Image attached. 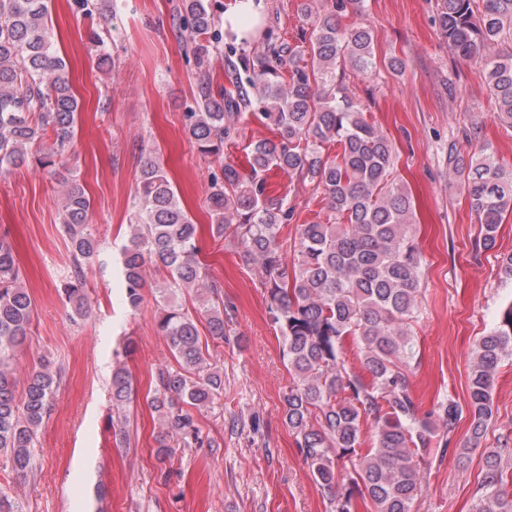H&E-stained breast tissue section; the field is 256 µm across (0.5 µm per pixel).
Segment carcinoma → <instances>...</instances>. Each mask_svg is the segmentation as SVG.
<instances>
[{
    "instance_id": "obj_1",
    "label": "carcinoma",
    "mask_w": 512,
    "mask_h": 512,
    "mask_svg": "<svg viewBox=\"0 0 512 512\" xmlns=\"http://www.w3.org/2000/svg\"><path fill=\"white\" fill-rule=\"evenodd\" d=\"M344 0L308 13V45L292 46L274 32L267 51L245 67L249 75L230 78L231 90L198 86L196 109L183 114L186 135L205 158L224 153L232 120L253 101L263 104L257 118L275 127L279 140H260L247 152L249 173L224 163L210 173L207 205L211 234L238 249L247 265L261 269V287L271 321L282 340V357L293 382L282 399L283 417L314 481L330 500L332 512H414L422 495L421 475L430 469L436 448L449 447V431L463 411L471 418V442L486 434L493 416L492 391L500 363L512 357V304L472 352L467 408L452 398L422 413L409 377L421 290L422 256L412 235V202L395 176L394 144L368 121L336 75L348 66L366 76L377 69L370 28L340 25ZM180 20L189 24L185 54L201 72L221 41L204 0H182ZM437 23L457 57L484 61L485 79L498 112L512 130V53L498 49L512 39V0H437ZM78 102L65 62L52 51L46 0H0V174L33 157L56 167L74 137ZM54 147L41 150L47 132ZM335 142V157L325 146ZM448 166L466 190L480 223L479 245L496 246L503 216L512 212V168L482 148L464 160L450 151ZM287 171L317 184L327 200V222L301 225L293 258L282 228L290 220L287 196L272 197L266 176ZM62 224L71 246L70 282L65 288L73 313L84 317L83 261L98 251L87 224L89 200L71 178ZM130 235L121 250L127 305L143 302L147 263L162 266L167 278L156 288L157 326L178 368L157 371L150 407L181 438L180 447L203 444L191 409L210 407L224 394V372L211 362L209 337L224 341L232 324L218 285L206 281L199 261L198 227L183 209L161 164L141 168L132 198ZM210 294L189 309L179 296L189 289ZM32 300L22 284L9 243L0 240V456L25 477L33 470L37 432L56 394L58 375L49 365L34 368L22 394L11 356L27 337ZM360 349L370 381L346 369L347 342ZM112 408L115 436L127 442L125 408L132 394L126 367L113 366ZM374 428L372 446L361 449V424ZM508 444L488 451L476 512H512L502 460Z\"/></svg>"
}]
</instances>
